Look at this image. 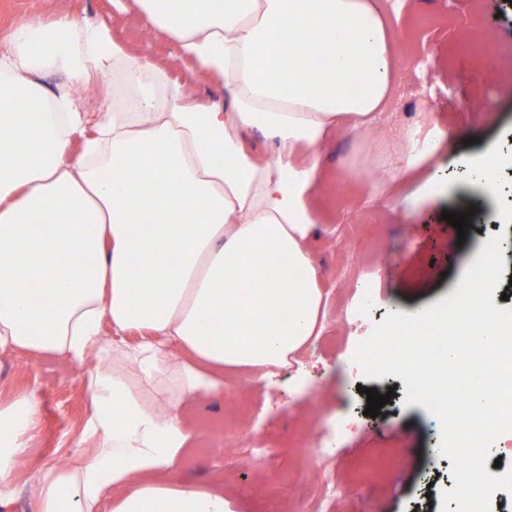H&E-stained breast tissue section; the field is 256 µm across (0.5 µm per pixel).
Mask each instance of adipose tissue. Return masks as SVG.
Masks as SVG:
<instances>
[{
    "instance_id": "1",
    "label": "adipose tissue",
    "mask_w": 512,
    "mask_h": 512,
    "mask_svg": "<svg viewBox=\"0 0 512 512\" xmlns=\"http://www.w3.org/2000/svg\"><path fill=\"white\" fill-rule=\"evenodd\" d=\"M134 3L223 79L229 110L187 105L158 63L66 12L0 53V353L102 362L87 451L41 466L36 512H230L172 481L190 439L177 408L222 390L226 369L272 377L320 334L306 195L327 132L372 124L393 93L383 0ZM50 69L75 84L121 73L137 109L89 120L45 90ZM252 131L271 155L249 152ZM40 422L36 390L0 396V501Z\"/></svg>"
}]
</instances>
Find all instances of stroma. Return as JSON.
<instances>
[{
    "label": "stroma",
    "instance_id": "obj_1",
    "mask_svg": "<svg viewBox=\"0 0 512 512\" xmlns=\"http://www.w3.org/2000/svg\"><path fill=\"white\" fill-rule=\"evenodd\" d=\"M502 0H404L394 24L403 50L392 98L379 119L334 131L322 148L325 178L310 199L318 217L308 245L327 295L320 336L297 362L267 383L241 374L223 394H199L177 412L192 425L190 451L174 478L223 493L232 512H418L428 486L453 488L451 461L434 456L438 419L405 404L400 377L368 378L352 362L388 313L413 314L452 295L486 235H502L504 273L512 276V12ZM133 0H0V50L15 27L61 12L105 23L131 51L166 63L167 81L192 85L187 103L229 108L222 79L190 72L176 41L136 22ZM497 53L501 68L477 59ZM422 128L432 144L417 168L407 166V131ZM501 159L485 191L472 170L485 153ZM383 192H375L378 183ZM476 206L485 232L457 231L443 211ZM96 358L0 354V394L37 389L38 453L19 469L15 495L0 512H35L37 471L82 452L90 409L87 379ZM391 392L377 417L365 416L366 389ZM349 428L326 457L314 440L337 415ZM250 429L256 449L232 448L225 432Z\"/></svg>",
    "mask_w": 512,
    "mask_h": 512
}]
</instances>
